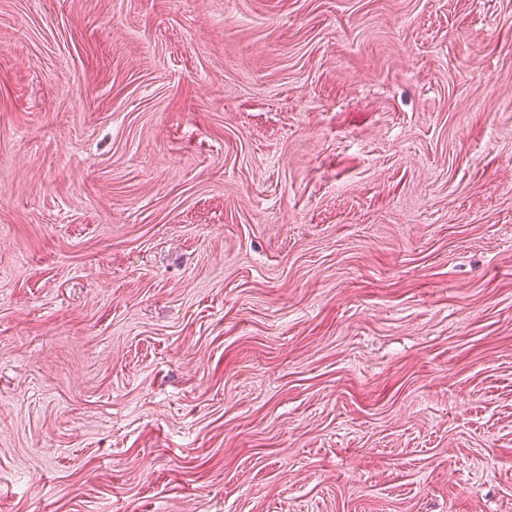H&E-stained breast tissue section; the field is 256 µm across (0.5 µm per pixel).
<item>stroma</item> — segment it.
<instances>
[{"label": "stroma", "mask_w": 512, "mask_h": 512, "mask_svg": "<svg viewBox=\"0 0 512 512\" xmlns=\"http://www.w3.org/2000/svg\"><path fill=\"white\" fill-rule=\"evenodd\" d=\"M0 512H512V0H0Z\"/></svg>", "instance_id": "obj_1"}]
</instances>
